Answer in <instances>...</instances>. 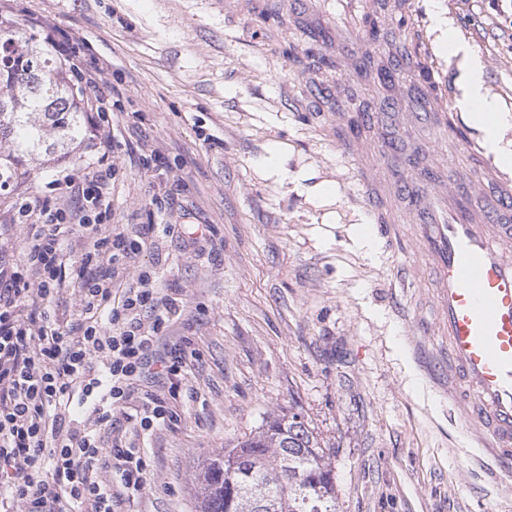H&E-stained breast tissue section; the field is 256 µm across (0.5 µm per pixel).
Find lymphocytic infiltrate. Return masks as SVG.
<instances>
[{"label":"lymphocytic infiltrate","instance_id":"lymphocytic-infiltrate-1","mask_svg":"<svg viewBox=\"0 0 512 512\" xmlns=\"http://www.w3.org/2000/svg\"><path fill=\"white\" fill-rule=\"evenodd\" d=\"M76 198L73 210L26 201L21 213L33 223L25 262L0 269V512H119L123 496L145 487L140 451L121 437L106 445L74 427L73 410L111 422L132 380L150 371L168 383L167 397L152 398L140 422L150 430L155 421L175 418L171 401L198 357L186 343L155 351L166 318L158 313L151 326L142 322L155 300L147 276L124 289L121 309L112 307V266L136 247L119 228L103 226L112 212L109 175H93ZM77 231L87 240L80 314L63 330L41 325L43 305L67 285L64 242ZM104 255L111 267L101 272ZM105 467L116 482L103 481Z\"/></svg>","mask_w":512,"mask_h":512}]
</instances>
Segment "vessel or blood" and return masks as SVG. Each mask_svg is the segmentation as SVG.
<instances>
[{
	"mask_svg": "<svg viewBox=\"0 0 512 512\" xmlns=\"http://www.w3.org/2000/svg\"><path fill=\"white\" fill-rule=\"evenodd\" d=\"M306 0H224V12L288 15L306 10ZM329 70L310 69L291 96L300 111L313 100L339 94L353 65L350 39L318 35ZM415 61L431 110L423 118L451 139L466 165L447 176H427L406 152L390 151L388 131L399 127L396 113L362 116L367 137L346 136L337 151L353 166L352 186L365 212L389 225L395 240L413 228L418 264L435 273L436 319L430 330L448 339V396L460 411L465 431L504 472L512 471V150L493 136V118L456 111L442 89L423 41ZM413 198L397 209L395 196Z\"/></svg>",
	"mask_w": 512,
	"mask_h": 512,
	"instance_id": "vessel-or-blood-1",
	"label": "vessel or blood"
}]
</instances>
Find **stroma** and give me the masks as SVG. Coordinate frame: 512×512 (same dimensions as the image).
<instances>
[{
  "mask_svg": "<svg viewBox=\"0 0 512 512\" xmlns=\"http://www.w3.org/2000/svg\"><path fill=\"white\" fill-rule=\"evenodd\" d=\"M412 2L452 101L461 71L439 53L438 6L512 113V37L486 0ZM0 12L77 47L115 135L110 222L141 245L117 267L112 298L148 274L171 307L156 348L184 339L199 354L177 420L141 432L147 394L167 392L146 376L96 429L146 461L145 488L124 512H198L195 479L208 460L291 409L330 450L336 512H512V475L480 468L448 403L447 337L416 333L434 312L430 275L410 280L416 240L375 233L323 114L288 102L300 78L290 62L310 48L298 32L319 20V4L302 22L231 18L219 0H0ZM272 33L270 54L262 39ZM415 80L365 75L341 104L408 119ZM28 166V186L0 202V269L24 260L21 202L70 204L58 179L99 169L90 148L76 163ZM363 233L374 252L360 247Z\"/></svg>",
  "mask_w": 512,
  "mask_h": 512,
  "instance_id": "35a3bbf8",
  "label": "stroma"
}]
</instances>
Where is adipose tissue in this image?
I'll use <instances>...</instances> for the list:
<instances>
[{
    "label": "adipose tissue",
    "mask_w": 512,
    "mask_h": 512,
    "mask_svg": "<svg viewBox=\"0 0 512 512\" xmlns=\"http://www.w3.org/2000/svg\"><path fill=\"white\" fill-rule=\"evenodd\" d=\"M433 21L435 26L442 31L440 38L442 53L450 58H458L463 71L462 105L468 106L477 102L481 104L483 111L499 112L496 102L488 96L485 86L484 66L480 58L459 38L455 37L451 29L447 28L442 13H434Z\"/></svg>",
    "instance_id": "adipose-tissue-1"
}]
</instances>
